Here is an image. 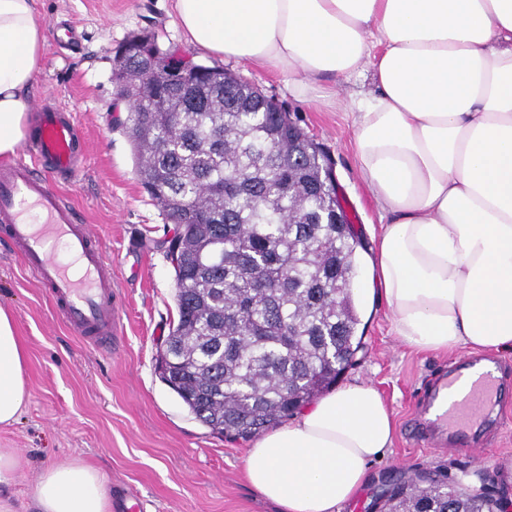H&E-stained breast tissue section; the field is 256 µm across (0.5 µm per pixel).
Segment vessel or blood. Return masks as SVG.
<instances>
[{
    "mask_svg": "<svg viewBox=\"0 0 512 512\" xmlns=\"http://www.w3.org/2000/svg\"><path fill=\"white\" fill-rule=\"evenodd\" d=\"M34 129L26 157L0 163V234L29 273L48 290L66 322L97 350L118 341L121 301L112 264L90 227L57 189V177L75 178L86 154L85 134L71 113L53 99L35 103ZM36 211L41 221L31 223ZM504 380L487 375L447 411L441 427L449 445L472 448L479 427L499 413Z\"/></svg>",
    "mask_w": 512,
    "mask_h": 512,
    "instance_id": "vessel-or-blood-1",
    "label": "vessel or blood"
}]
</instances>
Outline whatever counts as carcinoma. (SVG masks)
<instances>
[{
  "label": "carcinoma",
  "instance_id": "carcinoma-1",
  "mask_svg": "<svg viewBox=\"0 0 512 512\" xmlns=\"http://www.w3.org/2000/svg\"><path fill=\"white\" fill-rule=\"evenodd\" d=\"M115 57L139 179L175 224L167 240L178 321L157 371L211 430L257 435L334 387L362 347L358 234L331 158L258 88L196 64L150 94L133 39ZM500 499L416 473L376 512H501Z\"/></svg>",
  "mask_w": 512,
  "mask_h": 512
}]
</instances>
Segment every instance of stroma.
<instances>
[{"label": "stroma", "mask_w": 512, "mask_h": 512, "mask_svg": "<svg viewBox=\"0 0 512 512\" xmlns=\"http://www.w3.org/2000/svg\"><path fill=\"white\" fill-rule=\"evenodd\" d=\"M37 9L44 26L64 19L83 35L73 51L48 40L29 97H53L86 133L83 167L61 189L112 259L124 301L123 336L111 353L88 345L65 324L21 258L0 241V308L14 318L26 385L17 421L0 425V448L20 449L25 461L0 483V500L15 512H36L34 486L42 470L79 460L99 471L109 493L138 495L144 512H275L244 477L253 439L212 432L156 371L160 345L178 319L175 272L164 245L173 226L140 184L132 147L116 124L126 107L115 102L113 58L131 34H148L161 49L177 48L196 62L224 67L273 97L331 157L343 205L366 245L380 214L361 174L346 114L372 92L370 78L352 77L334 100L312 104L292 96L272 69L193 47L176 23L171 0H38ZM359 314L363 346L344 378L370 382L379 391L396 432L343 512H369L390 483L437 469L453 482L466 471L484 473L512 500V481L502 472L503 462L512 460V382L505 385L500 425L477 440L485 461L472 462L454 448L427 447L415 432L419 404L429 381L458 360V353L419 352L403 344L383 298L362 301Z\"/></svg>", "instance_id": "stroma-1"}]
</instances>
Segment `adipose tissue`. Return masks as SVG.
Instances as JSON below:
<instances>
[{
    "mask_svg": "<svg viewBox=\"0 0 512 512\" xmlns=\"http://www.w3.org/2000/svg\"><path fill=\"white\" fill-rule=\"evenodd\" d=\"M188 42L275 68L303 100L369 73L350 113L381 214L368 286L396 336L426 351L512 350V0H173ZM46 46L35 0H0V158L26 139L27 96ZM25 355L0 308V424L26 398ZM378 390L350 382L258 439L248 485L276 512H341L391 448ZM39 512H108L100 473L47 467Z\"/></svg>",
    "mask_w": 512,
    "mask_h": 512,
    "instance_id": "adipose-tissue-1",
    "label": "adipose tissue"
}]
</instances>
